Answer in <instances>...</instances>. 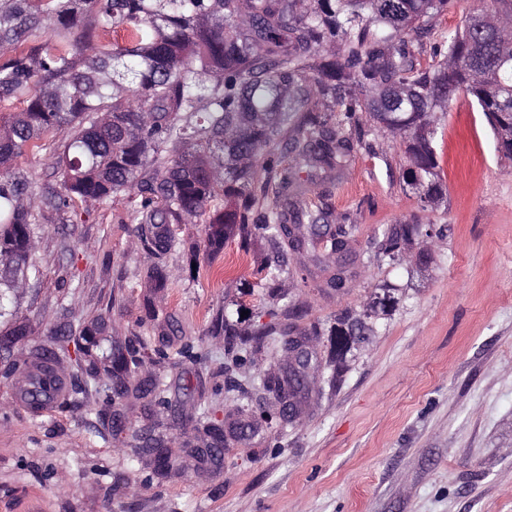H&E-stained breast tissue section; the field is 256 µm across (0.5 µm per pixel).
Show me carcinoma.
Segmentation results:
<instances>
[{"label": "carcinoma", "mask_w": 512, "mask_h": 512, "mask_svg": "<svg viewBox=\"0 0 512 512\" xmlns=\"http://www.w3.org/2000/svg\"><path fill=\"white\" fill-rule=\"evenodd\" d=\"M0 5V287L30 264L31 212L12 166L48 136L67 133L57 157L58 204L74 196L141 197L144 241L159 250L171 225L208 224L219 249L237 234L276 244L302 229L298 253L316 251V228L333 219L304 207L308 186L347 166L353 138L371 125L401 138L404 183L426 208L446 195L435 112L470 96L512 159V0H482L464 24L437 33L432 64L411 62L414 36L449 0H6ZM48 30L47 39L28 38ZM286 143L289 167L276 150ZM224 170V199L208 212ZM421 225L387 226L374 259L401 262ZM290 328L256 321L224 335L260 344ZM143 347L105 356L75 344L77 373L55 398L64 408L101 374L108 401L143 364Z\"/></svg>", "instance_id": "obj_1"}]
</instances>
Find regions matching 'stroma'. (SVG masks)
Returning <instances> with one entry per match:
<instances>
[{
    "instance_id": "stroma-1",
    "label": "stroma",
    "mask_w": 512,
    "mask_h": 512,
    "mask_svg": "<svg viewBox=\"0 0 512 512\" xmlns=\"http://www.w3.org/2000/svg\"><path fill=\"white\" fill-rule=\"evenodd\" d=\"M473 0H452L415 48L432 61L433 35L461 24ZM446 199L422 209L406 188L407 159L390 132L353 142L334 181L307 202L356 227V276L336 291L309 254L262 235L210 250L204 224H176L162 252L140 236V199L52 200L61 137L18 158L33 194V267L0 302V335L16 325L0 376V512H512V159L496 150L484 114L457 95L438 113ZM417 220L436 229L428 266L372 257L384 227ZM286 261L283 287L258 284L260 269ZM167 282L156 287L151 274ZM389 284L401 302L374 320L365 342L336 361L327 330ZM300 307L296 334L313 339L316 371L292 421L264 379L288 372L282 340L228 355L225 321L246 329L284 304ZM102 329H95L96 319ZM95 329L101 352L140 338L157 357L132 377L159 388L108 401L89 391L67 408L31 412L16 394L25 363L55 351L70 377L75 339ZM210 408L224 433L223 459L197 451L211 438L198 423ZM110 409L128 422L112 429ZM172 463L158 474L148 448Z\"/></svg>"
}]
</instances>
